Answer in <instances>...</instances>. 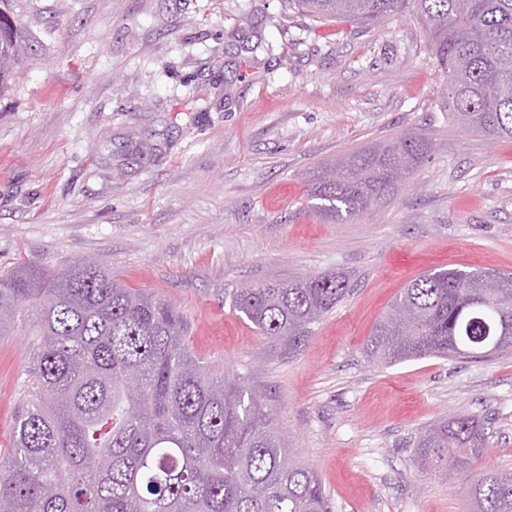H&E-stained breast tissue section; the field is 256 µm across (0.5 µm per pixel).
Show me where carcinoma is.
Segmentation results:
<instances>
[{
	"mask_svg": "<svg viewBox=\"0 0 512 512\" xmlns=\"http://www.w3.org/2000/svg\"><path fill=\"white\" fill-rule=\"evenodd\" d=\"M318 19L367 26L412 4L448 73L440 106L461 129L512 140V0H288ZM17 33L0 12V91ZM431 152L419 136L352 153L311 178L316 209L341 223L398 190ZM341 273L300 275L230 295L259 335L297 351L351 291ZM26 320L32 367L11 447L0 452V512H330L322 482L291 458L272 409L191 350L169 301L126 287L91 260L22 262L0 275V338ZM512 349V274L434 269L401 289L366 344L393 364L485 359ZM487 427L459 414L417 442L427 466L461 470ZM470 512H512V471L486 470Z\"/></svg>",
	"mask_w": 512,
	"mask_h": 512,
	"instance_id": "cac0c4a2",
	"label": "carcinoma"
}]
</instances>
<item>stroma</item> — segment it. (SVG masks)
I'll return each instance as SVG.
<instances>
[{
	"mask_svg": "<svg viewBox=\"0 0 512 512\" xmlns=\"http://www.w3.org/2000/svg\"><path fill=\"white\" fill-rule=\"evenodd\" d=\"M19 61L0 94V272L85 258L183 313L195 354L265 396L332 512H469L512 470V352L377 365L364 347L410 280L512 273V140L441 111L448 78L413 8L364 29L286 0H6ZM432 144L406 184L344 222L314 171L376 143ZM328 272L353 289L296 353L236 312V289ZM27 338L0 339L9 448ZM468 412L483 456L421 466L426 429Z\"/></svg>",
	"mask_w": 512,
	"mask_h": 512,
	"instance_id": "35a3bbf8",
	"label": "stroma"
}]
</instances>
